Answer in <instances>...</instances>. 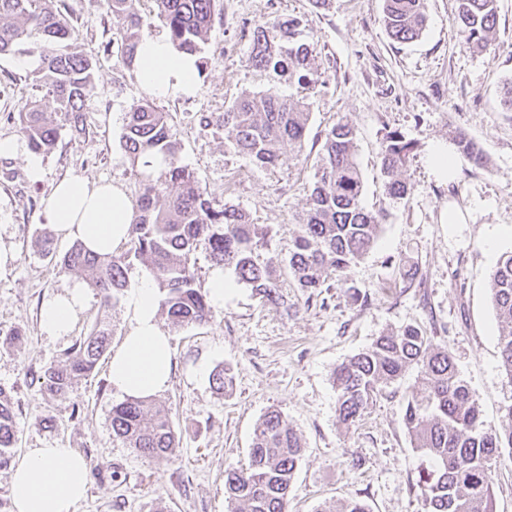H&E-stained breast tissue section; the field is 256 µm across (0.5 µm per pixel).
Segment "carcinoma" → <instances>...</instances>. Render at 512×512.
I'll use <instances>...</instances> for the list:
<instances>
[{
	"instance_id": "1",
	"label": "carcinoma",
	"mask_w": 512,
	"mask_h": 512,
	"mask_svg": "<svg viewBox=\"0 0 512 512\" xmlns=\"http://www.w3.org/2000/svg\"><path fill=\"white\" fill-rule=\"evenodd\" d=\"M58 0H0V56L28 46L40 68L33 93L18 107L20 130L38 154L53 150L64 127L80 132L83 107L94 90V64L75 42L74 28L62 17ZM139 0H105L107 13L121 17L123 60L137 63L145 21ZM157 16L175 49L195 56L207 39L216 0H155ZM456 23L463 42L477 51L489 49L497 22L496 0H456ZM382 22L400 43L418 40L427 25L424 0H384ZM252 66L279 77L310 84L314 49L302 39L295 18L253 28ZM50 97L53 113L43 109ZM309 113L305 103L274 91L247 94L214 123L230 133L234 149L260 167H271L285 154L302 151ZM138 186L128 249L120 255L93 254L77 243L61 260L67 273L91 276L101 306L113 305L127 286L130 260H136L164 294L162 309L176 326L202 325L213 319L206 296L194 287L189 256L201 241L212 260L233 269L237 282L253 288L264 301L280 299L272 262L257 253L264 234L232 207H214L193 172L179 160V146L168 113L145 101L127 113L123 134ZM454 142L475 163L483 155L458 133ZM414 143L396 131L381 146L384 194L403 199L408 185L400 178ZM306 210L288 259L298 287L314 296L328 278L347 284L349 270L375 244L384 220L381 212L361 203L362 175L356 160V134L339 120L324 135L318 170ZM492 301L498 318L501 365L512 381V252L503 255L490 274ZM111 336L100 321L75 341L60 361L40 376L44 391L63 396L92 374L105 355ZM421 373V388L407 400L404 423L423 460L410 491L425 512H495L494 477L502 449H512V404L505 407L501 431L482 429L480 409L458 377L447 348L427 332L407 325L379 337L369 348L340 363L333 373L336 412L347 426L356 424L385 386L409 369ZM112 433L138 453L168 456L178 448L169 409L152 399L129 398L112 407ZM18 423L9 391L0 386V467L8 465L17 441ZM302 452L301 439L279 411L258 421L249 465L224 476L230 512H289L292 484Z\"/></svg>"
}]
</instances>
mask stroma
I'll return each instance as SVG.
<instances>
[{
	"mask_svg": "<svg viewBox=\"0 0 512 512\" xmlns=\"http://www.w3.org/2000/svg\"><path fill=\"white\" fill-rule=\"evenodd\" d=\"M382 11L383 0H329L320 10L311 0H218L198 55L196 90L157 102L170 115L181 163L209 198L244 210L266 231L259 252L273 262L282 300L267 304L241 283L208 324L177 327L158 313L175 364L158 399L171 409L179 447L156 457L112 433V407L123 397L109 382L108 360L68 395L40 389L45 366L97 320L109 319L115 348L130 329L125 300L103 309L90 288L71 335H48L41 304L76 277L42 252L38 238L49 229L46 206L62 179H106L133 192L122 136L128 112L148 99L135 67L121 58L123 22L107 13L105 0H62L80 50L96 64L95 89L83 130H62L55 149L39 155V181L30 179L25 156L0 158V244L15 254L0 268V386L10 389L17 413L15 455L65 446L87 461L88 490L76 512H227L224 475L247 464L254 428L271 409L302 439L292 512H320L350 497L369 512H422L409 491L420 459L403 421L417 371L384 388L352 427L338 419L332 383L337 365L408 324L448 348L480 405L484 430H500L512 380L501 368L489 278L500 256L512 251V111L502 103L503 86L512 81V0H497L496 34L485 52L460 41L455 0H426L427 27L409 44L389 37ZM292 17L314 47L313 82L305 88L248 62L251 29ZM38 65L29 53L0 57V138H20L16 112ZM268 89L305 101L310 117L300 155L267 169L237 153L227 131L200 118L213 119L240 96ZM340 119L356 130L363 203L384 211L385 220L376 244L351 267L348 284L328 279L310 299L289 274L288 258L324 134ZM394 130L416 144L402 171L410 189L403 199L383 192L380 144ZM459 132L484 162L455 151L454 179L440 180L430 149L452 148ZM452 210L464 223H448ZM401 266L414 278L402 280ZM350 285L359 301L349 298ZM14 330L22 339L6 341ZM219 367L234 377L223 394L211 382Z\"/></svg>",
	"mask_w": 512,
	"mask_h": 512,
	"instance_id": "stroma-1",
	"label": "stroma"
}]
</instances>
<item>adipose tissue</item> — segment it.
Listing matches in <instances>:
<instances>
[{
    "mask_svg": "<svg viewBox=\"0 0 512 512\" xmlns=\"http://www.w3.org/2000/svg\"><path fill=\"white\" fill-rule=\"evenodd\" d=\"M137 78L156 98L192 94L198 80L193 57L177 52L166 34L146 37L137 53ZM133 201L110 183H89L80 177L60 182L47 207L46 218L64 238L88 249L111 253L128 238ZM86 301L82 284L47 298L41 324L48 335L65 336ZM131 326L109 365L113 388L127 397H152L169 384L172 374L171 338L157 322L154 284L143 278L127 299ZM12 512H75L88 486V465L70 448H31L11 473Z\"/></svg>",
    "mask_w": 512,
    "mask_h": 512,
    "instance_id": "obj_1",
    "label": "adipose tissue"
}]
</instances>
